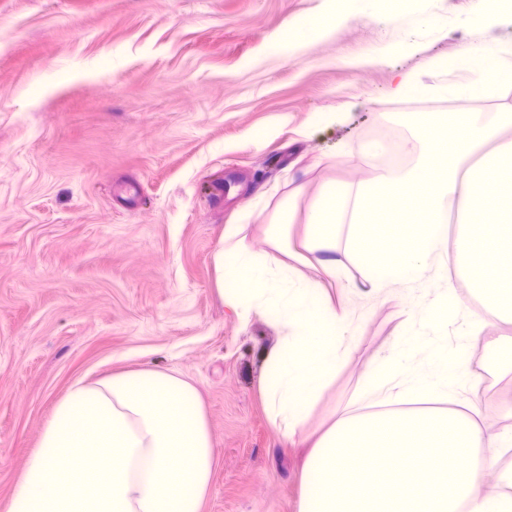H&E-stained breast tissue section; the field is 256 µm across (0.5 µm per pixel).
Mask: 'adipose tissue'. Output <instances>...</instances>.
Returning <instances> with one entry per match:
<instances>
[{"label":"adipose tissue","instance_id":"ef3b65f1","mask_svg":"<svg viewBox=\"0 0 512 512\" xmlns=\"http://www.w3.org/2000/svg\"><path fill=\"white\" fill-rule=\"evenodd\" d=\"M296 19L268 38L265 55L291 59L333 39L378 0ZM466 25L478 31L458 63L462 82L420 84L403 75L399 96L414 92L448 103L443 112H401L396 126L412 145L406 160L383 167L370 182L322 183L301 241L330 278H338L336 228L360 279L343 284L340 303L320 284L293 274L292 215L280 212L270 249L254 254L242 227L225 230L214 256L228 287L221 299L237 312L278 326L264 359L261 391L268 419L284 443L305 447L298 512H512V430L486 426L496 402L467 396L471 341L512 347V336H487L457 302L469 280L488 314L512 324V26L501 0H483ZM501 104L481 118L479 104ZM456 233H449V223ZM453 256L454 271L431 282V265ZM293 280L288 290L279 289ZM399 299L398 337L362 374L356 401L330 411L308 435L305 423L356 350L358 318L351 301ZM406 336L440 337L450 380L420 379ZM292 403H284L286 394ZM471 455L479 466L458 467ZM216 450L201 394L167 371L140 368L75 381L45 422L8 512H202Z\"/></svg>","mask_w":512,"mask_h":512}]
</instances>
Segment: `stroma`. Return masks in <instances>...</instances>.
I'll return each instance as SVG.
<instances>
[{
	"label": "stroma",
	"instance_id": "1",
	"mask_svg": "<svg viewBox=\"0 0 512 512\" xmlns=\"http://www.w3.org/2000/svg\"><path fill=\"white\" fill-rule=\"evenodd\" d=\"M324 0H0V512L51 408L78 379L132 368L200 389L217 450L202 512H298L303 449L268 420L263 358L279 329L219 298L213 255L243 224L253 250L285 205L304 223L322 182L373 178L400 152V75L455 61L481 0H434L441 30L405 37L389 0L331 42L276 61L269 35ZM328 113L325 122L315 113ZM400 305L359 321L348 366L307 420L356 395ZM489 427L512 426V351L475 347Z\"/></svg>",
	"mask_w": 512,
	"mask_h": 512
}]
</instances>
